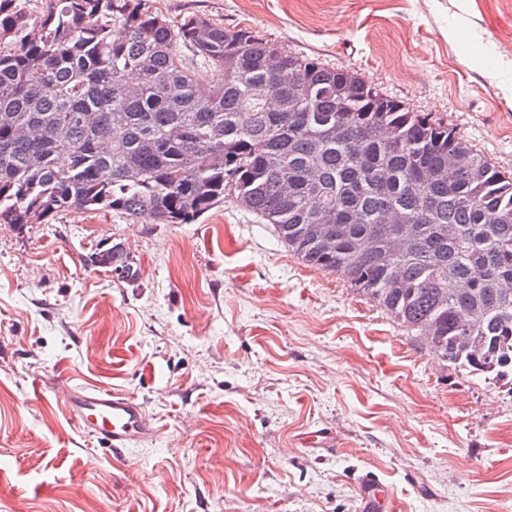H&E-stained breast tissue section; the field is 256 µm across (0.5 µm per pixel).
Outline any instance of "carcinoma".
<instances>
[{
  "label": "carcinoma",
  "mask_w": 512,
  "mask_h": 512,
  "mask_svg": "<svg viewBox=\"0 0 512 512\" xmlns=\"http://www.w3.org/2000/svg\"><path fill=\"white\" fill-rule=\"evenodd\" d=\"M180 46L200 65L187 68ZM453 153L464 170L443 180ZM226 193L305 264L340 274L413 336L427 329L443 364L512 379V174L448 125L248 27L171 21L145 0H0L1 222L114 211L190 224ZM390 210L414 225L398 257ZM87 258L139 277L118 243Z\"/></svg>",
  "instance_id": "cac0c4a2"
}]
</instances>
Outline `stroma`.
I'll return each instance as SVG.
<instances>
[{"mask_svg": "<svg viewBox=\"0 0 512 512\" xmlns=\"http://www.w3.org/2000/svg\"><path fill=\"white\" fill-rule=\"evenodd\" d=\"M356 71L512 173V0H147ZM124 243L138 280L82 254ZM93 385L157 437L116 458L69 416ZM328 428L336 451L295 441ZM512 512V381L439 363L225 196L192 224L0 223V512ZM358 490L359 512H395L397 510L392 494L377 478L361 477L358 480Z\"/></svg>", "mask_w": 512, "mask_h": 512, "instance_id": "stroma-1", "label": "stroma"}]
</instances>
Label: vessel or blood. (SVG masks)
Here are the masks:
<instances>
[{
	"instance_id": "obj_1",
	"label": "vessel or blood",
	"mask_w": 512,
	"mask_h": 512,
	"mask_svg": "<svg viewBox=\"0 0 512 512\" xmlns=\"http://www.w3.org/2000/svg\"><path fill=\"white\" fill-rule=\"evenodd\" d=\"M66 407L82 430L106 441L119 456L137 443L154 439L157 434L141 404L119 392L73 387L68 392ZM299 444L326 451L337 447L335 435L326 428L303 433ZM358 490L359 512H396L392 494L378 479L361 477Z\"/></svg>"
}]
</instances>
